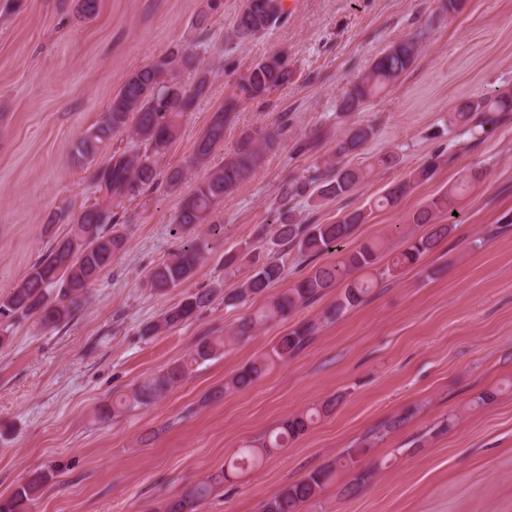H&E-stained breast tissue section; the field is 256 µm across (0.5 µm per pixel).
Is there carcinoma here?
I'll use <instances>...</instances> for the list:
<instances>
[{
    "mask_svg": "<svg viewBox=\"0 0 512 512\" xmlns=\"http://www.w3.org/2000/svg\"><path fill=\"white\" fill-rule=\"evenodd\" d=\"M286 14L282 0H245L235 18L234 32L239 40L246 41L272 29L286 18ZM419 53L420 38L413 35L376 56L368 73L345 91L340 112L362 111L413 65ZM192 61V55L176 50L132 72L122 82L100 120L73 145L74 159L90 164L112 141L115 132L127 131L131 135L124 148L114 150L108 159L92 168L90 179L99 198L69 219L68 233L55 239L9 295L0 300V320L33 317L43 328H55L67 321L85 304L89 288L100 281L126 247L127 239L117 228L121 220L117 208L147 191L162 186L174 190L179 186L183 172L175 170L164 175L158 163L178 135L183 112L191 109L195 99L206 92L208 77L204 73L197 77L193 86L189 87L183 81V71ZM291 76L292 71L281 55L274 54L253 62L236 85L237 92L212 113L195 145L197 161H206L224 145V131L235 122L242 102L265 99L271 91L288 84ZM509 112H512L511 90L500 91L493 97L466 100L448 116V137L457 140L466 136L472 141H484L495 133ZM280 135L279 130L257 128L242 137L224 165L205 173L193 194L184 200L174 218L177 229L184 232L208 221L212 235L224 234V225L213 220V215L224 197L261 166L265 154L278 143ZM373 136L371 126L351 127L322 164L283 185L284 205L276 223L271 225V248L264 250L249 245L242 258L231 256L225 260L230 268L238 261H244L246 274L236 291L224 295V305L235 308L259 298L261 305L240 318L224 336L201 340L187 357L145 379L116 401L102 403L97 410L100 421L107 422L122 410L156 403L180 384L193 367L249 339L261 327L316 303L339 286L343 287L336 302L323 312L322 319L297 325L278 337L270 349L255 357L224 385L211 390L207 400L219 402L246 389L276 365L297 356L322 324L331 323L361 305L379 282L417 264L448 237L452 225L443 223L442 217H453L460 201L480 182L483 171L479 167L465 171L455 184L428 198L412 214L410 223L423 233L407 232L397 251L387 247L382 240L364 242L347 252L339 249V245L352 236L355 227L366 222L368 209L350 211L332 224L297 222L294 210L287 207L292 199L308 197L313 203L334 200L349 194L368 176L360 168L341 165V159L362 150ZM441 161L442 156H432L428 164L410 172L407 179L389 186L369 209L395 206L414 185L430 180ZM203 249L205 246L198 242H187L170 258L146 272L145 286L160 294L183 286L194 276ZM293 251L311 262L332 251L340 256L333 262L313 265L308 274L291 287L277 294L270 293L271 288L284 278L286 260ZM213 297L211 289L186 294L142 333L155 335L193 320L212 303ZM334 406L336 399L329 398L318 408L290 416L275 433L240 448L230 458L227 468L234 470L246 462L254 466L259 464L270 449L283 448L288 441L303 434L313 421V415L325 413ZM335 476L336 469L331 466L314 471L266 499L261 512H306ZM225 478V471L216 472L169 499L163 512H199L213 489L223 484ZM47 480L46 472L31 474L10 496L0 498V512H33Z\"/></svg>",
    "mask_w": 512,
    "mask_h": 512,
    "instance_id": "1",
    "label": "carcinoma"
}]
</instances>
